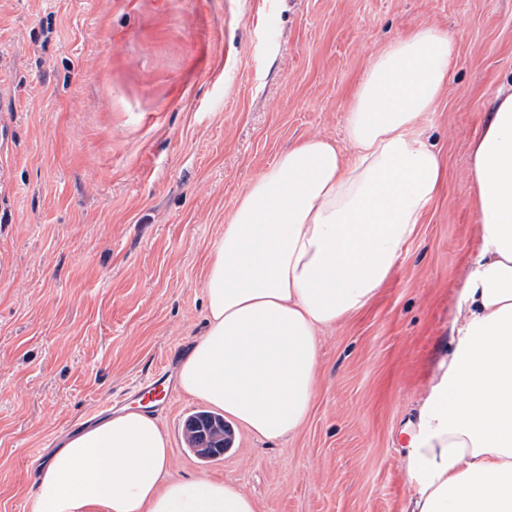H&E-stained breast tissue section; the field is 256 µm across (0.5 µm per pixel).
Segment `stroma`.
<instances>
[{
    "label": "stroma",
    "mask_w": 512,
    "mask_h": 512,
    "mask_svg": "<svg viewBox=\"0 0 512 512\" xmlns=\"http://www.w3.org/2000/svg\"><path fill=\"white\" fill-rule=\"evenodd\" d=\"M425 24L458 43L423 128L448 181L374 301L321 332L306 425L232 423L205 463L184 438L201 402L176 389L158 413L174 475L257 512H402L413 491L401 430L478 245L470 143L512 76V0H0V512H31L37 452L176 372L232 200L302 140L344 143L372 52Z\"/></svg>",
    "instance_id": "stroma-1"
}]
</instances>
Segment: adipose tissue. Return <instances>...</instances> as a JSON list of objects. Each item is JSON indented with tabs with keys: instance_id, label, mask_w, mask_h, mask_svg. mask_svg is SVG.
Masks as SVG:
<instances>
[{
	"instance_id": "ef3b65f1",
	"label": "adipose tissue",
	"mask_w": 512,
	"mask_h": 512,
	"mask_svg": "<svg viewBox=\"0 0 512 512\" xmlns=\"http://www.w3.org/2000/svg\"><path fill=\"white\" fill-rule=\"evenodd\" d=\"M457 43L423 25L373 52L345 115L348 148L313 136L236 197L206 268V325L179 362L188 396L267 441L292 439L317 391L320 332L371 303L438 195L422 137ZM479 224L452 351L403 429L404 512H512V78L472 139ZM31 512H256L235 483L173 476L156 416L124 407L37 464Z\"/></svg>"
}]
</instances>
